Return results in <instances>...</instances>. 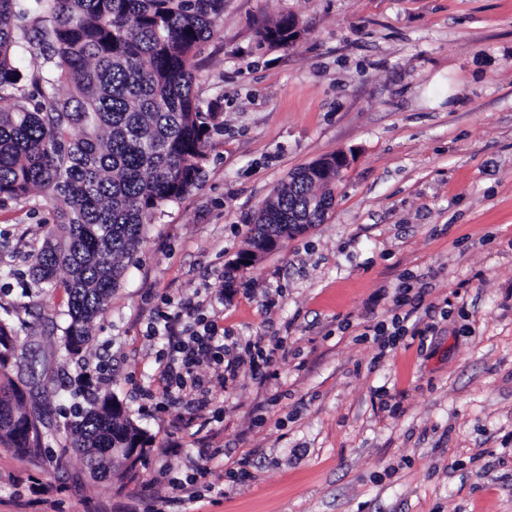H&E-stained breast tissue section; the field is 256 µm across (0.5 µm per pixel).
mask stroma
<instances>
[{
  "label": "stroma",
  "mask_w": 512,
  "mask_h": 512,
  "mask_svg": "<svg viewBox=\"0 0 512 512\" xmlns=\"http://www.w3.org/2000/svg\"><path fill=\"white\" fill-rule=\"evenodd\" d=\"M294 15L288 48L258 46ZM224 126L196 188L148 226L94 321L84 366L28 274L54 202L0 207V290L19 346L55 375L38 454L0 446V512H512V0H224L197 57ZM344 152L322 224L232 289L224 265L289 174ZM234 336L238 374L159 398L151 337L184 302ZM87 377L154 438L133 479L53 459ZM243 458V471L227 462Z\"/></svg>",
  "instance_id": "obj_1"
}]
</instances>
